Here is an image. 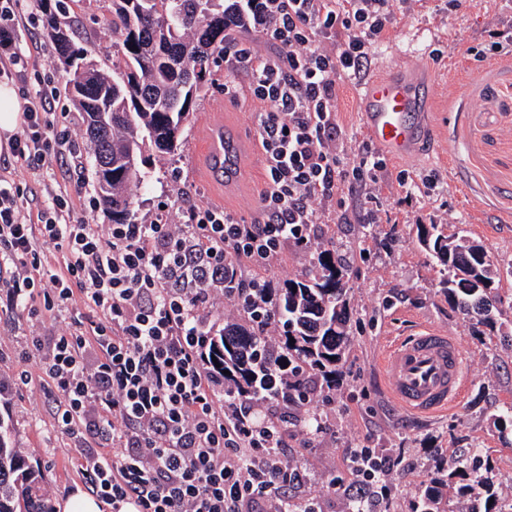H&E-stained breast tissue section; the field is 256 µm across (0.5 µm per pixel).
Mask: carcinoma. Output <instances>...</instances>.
Listing matches in <instances>:
<instances>
[{
	"instance_id": "1",
	"label": "carcinoma",
	"mask_w": 512,
	"mask_h": 512,
	"mask_svg": "<svg viewBox=\"0 0 512 512\" xmlns=\"http://www.w3.org/2000/svg\"><path fill=\"white\" fill-rule=\"evenodd\" d=\"M43 25L65 72V91L84 115L99 205L113 224H136L131 186L145 177L146 144L174 152L184 123L212 85L224 55V0H112V72L95 63V49L76 40L62 0H39ZM419 241L440 266L448 305L478 322L494 323L502 302L501 274L485 248L420 227ZM345 269L336 250L317 252L311 269L276 289L275 318L283 357L271 358L258 324L231 325L210 338L209 367L227 370L224 384L243 393L304 397L305 370L338 372L350 341ZM467 501L466 512H502L489 477L471 476L457 462L430 482L412 512H447L443 488ZM0 512H47L43 474L10 440L0 419Z\"/></svg>"
}]
</instances>
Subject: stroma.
<instances>
[{"label":"stroma","mask_w":512,"mask_h":512,"mask_svg":"<svg viewBox=\"0 0 512 512\" xmlns=\"http://www.w3.org/2000/svg\"><path fill=\"white\" fill-rule=\"evenodd\" d=\"M80 41L94 46L103 67L112 64L110 0H64ZM18 32L24 76L14 81L21 100L38 92L49 97L58 131L75 141L78 151L68 163L20 164L11 151H0V175L8 174L26 196L47 191L66 194L76 217L106 223L92 171L83 150L85 124L64 94L65 73L43 28L37 0H26ZM389 31L370 50L372 66L402 61L406 78L426 83L434 104L437 135L403 161L387 160L370 193L377 222L372 236L362 225L342 224L326 214L315 227L313 246H288L267 271L274 284L301 275L317 247H335L347 270L351 343L340 368L341 380L328 396L311 397L307 411L320 416L323 430L308 435L289 429L285 451L309 476L288 489L294 507L314 500L318 512H349L343 492L352 476L349 456L358 448H375L390 468L368 495L376 512H412V504L449 459L472 469H491L501 500H512V431L498 427L494 415L512 403V350L503 337L512 334V0H394ZM499 40L500 51L490 49ZM225 70L191 114L174 158L154 162L133 198L143 223L159 219L163 208L190 201L245 217L258 214L266 158L254 127L259 103L242 95H224ZM359 81L339 85L337 122L343 146L356 155L366 140ZM241 130L236 178L212 179L206 142L212 124ZM407 182H399V175ZM436 177L431 190L424 178ZM439 225L444 234H462L482 243L500 269L503 303L494 328L475 324L448 305L439 285L436 260L418 238L419 224ZM421 320L454 336L466 359L471 382L460 408L434 418H416L391 402L379 383L384 337L409 330ZM32 326L21 317L0 318V375L21 369L40 371L38 355L26 351ZM0 418L15 447L44 476L52 504L80 486L77 455L65 436L54 432L51 408L39 390L27 388L0 403Z\"/></svg>","instance_id":"obj_1"}]
</instances>
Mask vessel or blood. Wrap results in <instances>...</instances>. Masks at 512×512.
Wrapping results in <instances>:
<instances>
[{"label":"vessel or blood","mask_w":512,"mask_h":512,"mask_svg":"<svg viewBox=\"0 0 512 512\" xmlns=\"http://www.w3.org/2000/svg\"><path fill=\"white\" fill-rule=\"evenodd\" d=\"M369 139L387 155L405 157L423 146L436 129L427 123L429 100L418 83L384 65L380 74L359 87ZM207 151L216 176L233 178L241 152L237 136L215 130ZM381 366L390 397L417 415L448 412L466 396L470 379L458 341L422 325L407 336H390Z\"/></svg>","instance_id":"obj_1"}]
</instances>
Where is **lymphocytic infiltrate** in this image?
Returning a JSON list of instances; mask_svg holds the SVG:
<instances>
[{"label": "lymphocytic infiltrate", "mask_w": 512, "mask_h": 512, "mask_svg": "<svg viewBox=\"0 0 512 512\" xmlns=\"http://www.w3.org/2000/svg\"><path fill=\"white\" fill-rule=\"evenodd\" d=\"M22 0H0V77L20 58ZM389 0H224L225 96L248 92L267 157L258 214L187 206L183 224H89L49 192L32 223L19 187L0 176V301L36 323L84 308L69 329L33 332L41 375L0 382V398L38 381L57 433L83 442L79 474L112 512H289L306 472L283 451L299 402L225 391L203 358L220 301L272 321L274 294L244 267L271 268L288 244H310L319 203L344 209L385 162L370 144L340 150L338 81L364 75L390 25ZM263 43L267 55L255 45ZM247 82L239 84L235 76ZM13 138L19 162L45 163L55 135L46 96L30 98ZM349 498L384 476L386 458L355 451Z\"/></svg>", "instance_id": "lymphocytic-infiltrate-1"}]
</instances>
